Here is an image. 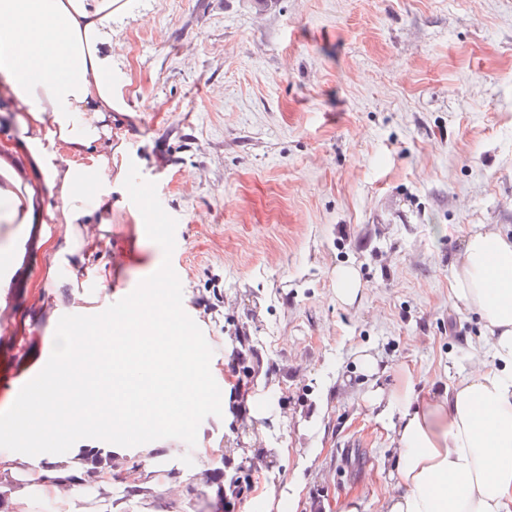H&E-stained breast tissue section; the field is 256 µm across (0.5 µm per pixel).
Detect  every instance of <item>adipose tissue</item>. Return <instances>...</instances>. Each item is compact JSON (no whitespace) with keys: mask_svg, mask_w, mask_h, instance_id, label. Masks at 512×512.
Here are the masks:
<instances>
[{"mask_svg":"<svg viewBox=\"0 0 512 512\" xmlns=\"http://www.w3.org/2000/svg\"><path fill=\"white\" fill-rule=\"evenodd\" d=\"M142 0H0V223L57 224L40 242L81 279L86 247L112 222V195L146 185L112 174L121 104L113 25ZM22 168H15L14 159ZM451 299L478 315L481 345L443 389L378 386L379 354L357 361L366 405L388 430L391 489L380 512H512V239L487 224L448 266Z\"/></svg>","mask_w":512,"mask_h":512,"instance_id":"1","label":"adipose tissue"}]
</instances>
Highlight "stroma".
<instances>
[{"label":"stroma","instance_id":"35a3bbf8","mask_svg":"<svg viewBox=\"0 0 512 512\" xmlns=\"http://www.w3.org/2000/svg\"><path fill=\"white\" fill-rule=\"evenodd\" d=\"M128 79L112 166L137 165L184 233L183 308L213 350L221 416L197 441L239 460L246 396L277 387L257 432L285 449L255 490L297 512H380L387 430L365 406L359 350L388 387L447 383L482 336L448 295L478 224L512 237V0H148L116 32ZM83 287H41V224H0V256L29 245L0 288V410L42 369L64 314L92 315L156 272L162 248L126 199ZM358 269L354 304L336 270ZM297 490L298 481L296 478H292L290 483L288 482V494L282 491L275 499L274 491H261L255 503L257 512H272L274 502L275 512H297Z\"/></svg>","mask_w":512,"mask_h":512}]
</instances>
